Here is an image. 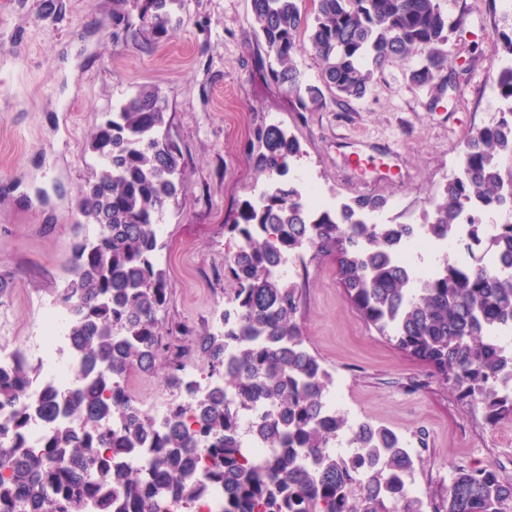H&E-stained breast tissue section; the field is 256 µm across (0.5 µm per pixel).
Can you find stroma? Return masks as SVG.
<instances>
[{
  "instance_id": "35a3bbf8",
  "label": "stroma",
  "mask_w": 512,
  "mask_h": 512,
  "mask_svg": "<svg viewBox=\"0 0 512 512\" xmlns=\"http://www.w3.org/2000/svg\"><path fill=\"white\" fill-rule=\"evenodd\" d=\"M468 31L453 36L455 89L440 111L412 86L414 60L375 75L363 98L302 111L269 76L251 0H186L172 10L174 38L113 42V0H0V317L23 339L69 277L73 244L91 234L73 214L93 175L90 136L103 113L140 88L166 100L167 131L183 153L186 192L163 218L159 261L172 300L164 330L202 332L233 282L224 233L266 180L249 158L254 128L280 126L300 144L289 182L307 174L331 204L380 198L379 224H419L459 165L465 138L498 112L491 52L512 23V0H444ZM305 346L332 376L349 423L383 425L416 445L414 482L440 503L452 472L493 466L512 482V420L488 422L431 369L393 346L347 302L331 258L296 263Z\"/></svg>"
}]
</instances>
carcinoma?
<instances>
[{
  "instance_id": "obj_1",
  "label": "carcinoma",
  "mask_w": 512,
  "mask_h": 512,
  "mask_svg": "<svg viewBox=\"0 0 512 512\" xmlns=\"http://www.w3.org/2000/svg\"><path fill=\"white\" fill-rule=\"evenodd\" d=\"M184 0H114L113 36H175L170 11ZM299 0H252L258 36L272 59L270 76L298 94L302 110L322 105L317 88L303 87L294 57L299 36L322 62L320 81L348 102L363 97L375 73L417 57L408 80L435 94L443 72L454 70L450 35L464 24L442 0H314V19ZM504 64L493 76L505 109L469 134L459 172L433 199L425 228L433 239H454L470 226L467 259L447 257L437 272L416 281L414 268L395 254L405 224H374L371 199L344 204L340 213L312 212L301 190L282 181L299 145L275 124L253 131L250 151L266 188L242 204L224 231L238 239L228 258L235 283L223 331L182 337L162 331L171 301L166 269L156 255L157 226L171 201L186 191L182 153L166 133V107L151 87L112 107L91 136L99 160L74 204L78 224L97 235L72 249L70 279L59 302L86 385L72 393L49 388L23 403L32 379L25 361L0 372V512H148L156 498L189 504L210 487L224 486L223 512H428L408 493L414 456L382 425L362 423L353 433L346 417L328 410L332 377L308 351L299 323L303 285L275 263L331 257L348 301L377 333L429 365L457 398L491 420H512V348L496 339L512 332V224L493 233L473 214L512 208V180L504 184L498 157L512 153V26L493 44ZM498 256L489 270L482 245ZM192 337L219 377L201 403L204 447L186 418L192 404L172 409L163 426L143 412L125 378L132 370L161 368L168 384L192 391L183 376L184 345ZM252 415L242 429L243 413ZM118 415L122 425L112 426ZM58 421L37 454L24 447L29 419ZM246 437L265 443L260 455L241 448ZM212 465L194 471L196 456ZM433 512H512V482L493 467L459 469Z\"/></svg>"
}]
</instances>
